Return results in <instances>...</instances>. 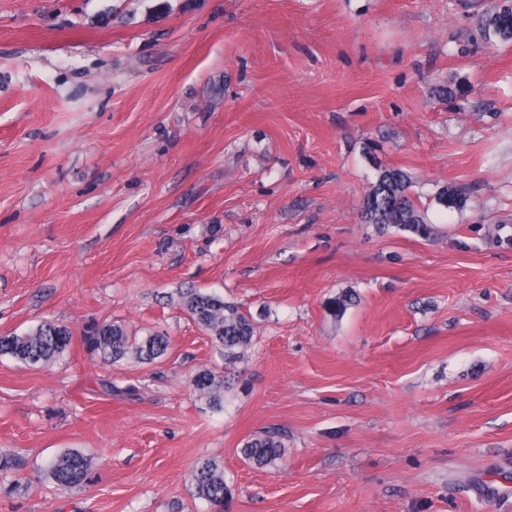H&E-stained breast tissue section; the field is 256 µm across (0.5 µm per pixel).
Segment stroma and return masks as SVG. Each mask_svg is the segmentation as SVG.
<instances>
[{
	"label": "stroma",
	"instance_id": "obj_1",
	"mask_svg": "<svg viewBox=\"0 0 512 512\" xmlns=\"http://www.w3.org/2000/svg\"><path fill=\"white\" fill-rule=\"evenodd\" d=\"M508 5L0 0V336L72 333L0 356V512H211L204 458L226 512H512V40L483 28ZM383 167L437 239L362 222ZM190 285L256 321L235 366ZM102 321L170 348L105 362ZM269 430L283 458L245 462ZM70 450L79 490L44 470ZM72 333L69 328L51 320L10 336H0V355L11 356L32 367L45 366L61 355L69 346ZM194 391L205 395L213 406L221 408L224 403V388L227 387L224 376H216L209 369H202L191 379ZM195 495L209 503L215 512L224 511L231 490L224 480V466L215 459L199 462L190 476Z\"/></svg>",
	"mask_w": 512,
	"mask_h": 512
}]
</instances>
